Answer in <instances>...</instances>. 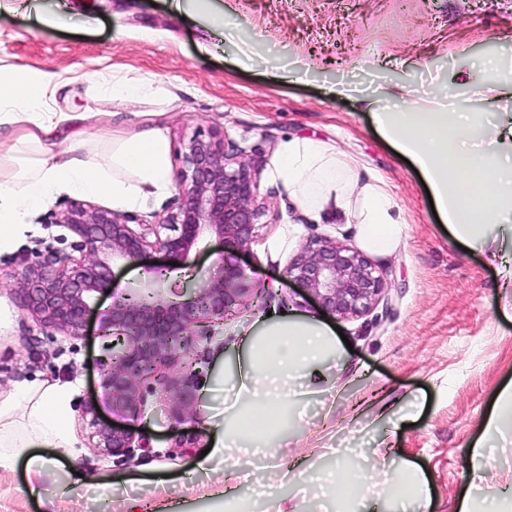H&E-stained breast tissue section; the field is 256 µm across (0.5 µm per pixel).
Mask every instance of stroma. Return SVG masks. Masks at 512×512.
<instances>
[{
  "instance_id": "obj_1",
  "label": "stroma",
  "mask_w": 512,
  "mask_h": 512,
  "mask_svg": "<svg viewBox=\"0 0 512 512\" xmlns=\"http://www.w3.org/2000/svg\"><path fill=\"white\" fill-rule=\"evenodd\" d=\"M65 0H35L31 11L0 12V67L47 71L67 83L50 101L53 111L84 113L62 123L43 147L15 143L0 154V176L11 177L45 152L69 146L83 130L82 152L95 164L112 159V131L160 130L168 142L170 171L198 133H223L225 143L252 150L259 169L258 195L266 214L248 246L233 262L248 294L224 317L213 339L196 337L195 370L175 362L169 393L148 395L134 426L147 448L132 460L105 454L89 438L87 407L100 404L106 372L100 313L113 292L145 288H194L224 264V246L208 236L184 265H170L153 247L137 260L114 262L112 291L98 297L83 335L42 328L21 303L20 274L49 250L72 251L75 237L60 225L72 194L63 193L34 213L32 228L11 251L0 254V393L34 380L74 385L70 427L75 458L57 460L44 476V499L26 491L24 467L0 472V512H126L137 498L139 512H225L220 497L205 496L185 474L209 446L202 377L219 376L255 320L274 309L302 318L323 316L352 344L343 351L337 381L346 385L333 408H314L308 430L283 438L285 462L309 451L330 457L354 431L368 432L372 450L387 444L395 459L413 462L430 483L426 512H455L472 478L483 475L485 494L475 512H501L502 490L512 484V431L496 436L493 451L475 459L470 445L485 432V416L500 389L512 382V290L503 288L498 264L479 249L460 248L435 219L425 182L412 164L380 136L367 105L331 95L339 82L373 92L379 107L399 89L449 88L457 102L473 106L456 75L480 59L512 71V0H187L183 12L170 0H78L68 25L50 17ZM223 13L229 40L208 58L196 43L212 14ZM253 48L240 63L235 45ZM148 77L159 94L115 99L97 91L98 75ZM306 137L335 146L356 161L355 179L385 178L405 222L399 245L371 254L386 274L391 302L373 314L340 319L322 314L292 281L286 265L314 238L360 247L358 226L345 214L312 223L300 201L270 176L279 145ZM392 392L387 415L371 404L377 387ZM78 466L90 483L112 482L111 499L62 494L65 473Z\"/></svg>"
}]
</instances>
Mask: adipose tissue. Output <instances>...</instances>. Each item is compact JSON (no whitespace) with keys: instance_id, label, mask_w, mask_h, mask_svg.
I'll list each match as a JSON object with an SVG mask.
<instances>
[{"instance_id":"obj_1","label":"adipose tissue","mask_w":512,"mask_h":512,"mask_svg":"<svg viewBox=\"0 0 512 512\" xmlns=\"http://www.w3.org/2000/svg\"><path fill=\"white\" fill-rule=\"evenodd\" d=\"M490 68L486 62L479 70L463 71V84L482 102L511 97L512 77L490 75ZM60 85L51 73L0 68V127L13 129L18 140L42 144L58 127L48 102ZM374 118L381 136L422 174L458 241L487 250L494 259L512 250V225L503 221L512 213V121L493 124L485 113L439 98L411 108H384ZM353 169L329 143L293 137L281 146L274 176L312 220L355 213L367 248L393 250L403 233L397 204L382 179L355 186ZM170 187L167 143L156 130L113 132L108 168L71 149L41 159L14 177L0 179V253L11 250L26 231L27 216L61 192L107 196L113 205L133 207ZM337 344L334 330L317 317L292 319L276 312L264 317L257 334L243 339L237 361L229 367L230 390H223L217 380L202 379L203 397L224 393V409L209 416L212 447L196 460L191 473L206 476L223 466L220 494L233 512H283L269 493L257 502L238 496L240 463L228 459L226 451L257 449L268 468L281 470L277 443L295 425L306 399L341 391L326 366L335 358ZM73 394L71 387L36 380L0 398V472L15 470L22 461L49 466V459L32 456L35 448L73 455L75 443L67 425ZM309 481L315 495L343 498L347 512H359L375 485L382 497L402 506L423 507L429 499L428 481L411 462H402L392 477L379 463L356 465L347 448Z\"/></svg>"}]
</instances>
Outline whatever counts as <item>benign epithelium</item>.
<instances>
[{
	"instance_id": "1",
	"label": "benign epithelium",
	"mask_w": 512,
	"mask_h": 512,
	"mask_svg": "<svg viewBox=\"0 0 512 512\" xmlns=\"http://www.w3.org/2000/svg\"><path fill=\"white\" fill-rule=\"evenodd\" d=\"M180 160L176 206L161 223L171 234L163 239L155 224L140 223L135 229L129 215L85 200L70 204L60 223L80 238L75 250L81 256L52 251L23 271L24 307L44 327L81 335L96 294L109 285L114 261L135 259L152 246L184 261L212 234L224 243V252L232 253L254 237L264 207L257 202V167L247 149L225 145L224 136L216 133L199 134L184 145ZM286 272L324 310L342 319L367 315L385 299L386 280L371 260L327 237L303 246ZM248 292L242 271L226 264L221 274L179 301L165 300L159 288L147 289L148 298L141 302L114 295L112 307L101 314L102 333L112 349L104 390L112 413L139 418L145 401L142 383L152 379L166 390L161 369L188 353L196 328L204 337L213 332L212 325ZM86 414L96 447L130 457L135 443L130 432L100 423L91 408Z\"/></svg>"
}]
</instances>
